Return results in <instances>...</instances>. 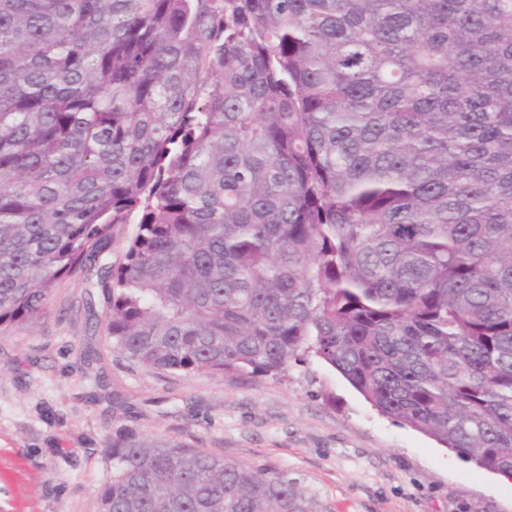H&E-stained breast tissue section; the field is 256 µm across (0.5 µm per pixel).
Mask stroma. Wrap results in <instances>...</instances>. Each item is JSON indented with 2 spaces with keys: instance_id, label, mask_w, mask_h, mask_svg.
<instances>
[{
  "instance_id": "stroma-1",
  "label": "stroma",
  "mask_w": 512,
  "mask_h": 512,
  "mask_svg": "<svg viewBox=\"0 0 512 512\" xmlns=\"http://www.w3.org/2000/svg\"><path fill=\"white\" fill-rule=\"evenodd\" d=\"M105 311L73 277L36 320L0 329V512H102L121 427L286 471L331 512H512V480L378 414L322 362L278 377L150 370L113 348Z\"/></svg>"
}]
</instances>
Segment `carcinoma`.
I'll use <instances>...</instances> for the list:
<instances>
[{
	"label": "carcinoma",
	"instance_id": "obj_1",
	"mask_svg": "<svg viewBox=\"0 0 512 512\" xmlns=\"http://www.w3.org/2000/svg\"><path fill=\"white\" fill-rule=\"evenodd\" d=\"M77 274L147 369L312 354L512 475V0H0V326ZM109 448L103 512H330L281 470Z\"/></svg>",
	"mask_w": 512,
	"mask_h": 512
}]
</instances>
